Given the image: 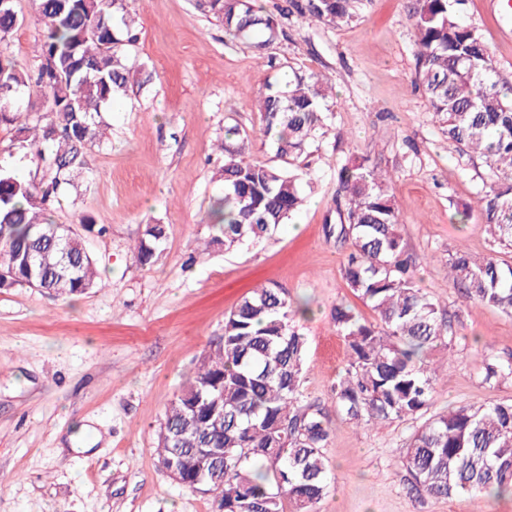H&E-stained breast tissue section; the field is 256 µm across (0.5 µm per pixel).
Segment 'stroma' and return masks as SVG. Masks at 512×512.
I'll return each mask as SVG.
<instances>
[{"mask_svg": "<svg viewBox=\"0 0 512 512\" xmlns=\"http://www.w3.org/2000/svg\"><path fill=\"white\" fill-rule=\"evenodd\" d=\"M196 0H127L136 49L152 75L103 114L106 135L87 151L77 192L55 206L58 224L87 215L83 232L103 287L66 299L0 289V512H218L212 495L174 482L154 454L165 410L255 288L278 286L309 300L304 402L328 413L330 489L320 512H472L468 497L419 498L401 464L414 419L358 427L337 414L331 389L347 348L331 320L336 303L373 320L343 277L348 245L328 238L339 223L337 171L353 149L392 175L389 192L421 288L446 309L455 341L433 351L453 366L435 382L432 412L512 400V378L485 383L494 357L512 355V317L466 301L448 279V254L492 247L477 204L491 171L441 133L414 84L416 45L405 0H369L350 25L290 19L260 58L229 39ZM25 23L11 41L22 69L39 62L37 0H17ZM465 19L512 78V7L468 0ZM312 72L336 88L335 117L307 159L306 203L293 223L256 246L228 253L198 247L212 235L224 155L235 125L250 159L272 153L259 136L254 97L280 73ZM168 227L160 253L140 265L144 224Z\"/></svg>", "mask_w": 512, "mask_h": 512, "instance_id": "obj_1", "label": "stroma"}]
</instances>
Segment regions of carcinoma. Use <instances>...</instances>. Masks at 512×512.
Here are the masks:
<instances>
[{"label": "carcinoma", "mask_w": 512, "mask_h": 512, "mask_svg": "<svg viewBox=\"0 0 512 512\" xmlns=\"http://www.w3.org/2000/svg\"><path fill=\"white\" fill-rule=\"evenodd\" d=\"M365 0H286L283 15L331 28L353 22ZM465 0H408L415 35L416 86L442 133L457 151L485 159L493 173L478 206L495 245L512 247V81L501 76L477 31L461 19ZM225 34L262 51L283 35L278 21L252 0H197ZM24 18L15 0H0V125L15 128L31 148L28 159L49 179L29 181L0 167V288L26 287L52 297L99 286L94 260L76 230L55 223V203L75 184L85 148L102 135L101 110L116 96L149 82L136 61L139 33L124 0H39L41 59L19 69L10 36ZM42 93L44 116L31 124L26 95ZM260 133L273 148L266 162L246 156L247 138L224 128V195L212 208L215 235L205 248L230 253L259 244L288 224L305 201L308 172L298 160L331 115L328 86L316 74L293 71L259 92ZM343 220L327 234L351 251L343 276L370 304L375 321L338 304L336 332L347 346L344 373L333 388L336 412L374 426L424 416L440 368L432 352L452 345L440 304L417 285L389 194L391 177L355 155L337 173ZM166 238V225H145L134 247L146 264ZM448 278L475 303L512 316V264L495 251L448 255ZM307 309L271 286L243 297L224 319V335L169 404L160 427L158 462L181 466L179 484L214 491L219 512H318L329 490L323 454L330 438L323 408L304 404L308 339L299 325ZM512 376V360L492 361L483 381ZM199 448L224 455L203 464ZM402 465L419 496H467L477 502L512 492V402L459 405L427 418L410 435Z\"/></svg>", "instance_id": "1"}]
</instances>
